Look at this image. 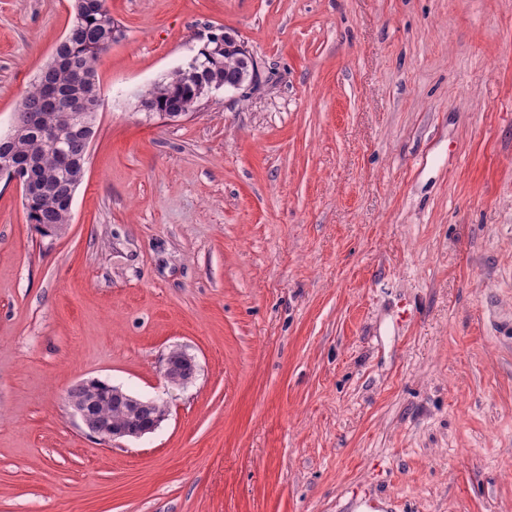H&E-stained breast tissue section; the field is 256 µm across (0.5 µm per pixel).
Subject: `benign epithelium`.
<instances>
[{"instance_id": "1", "label": "benign epithelium", "mask_w": 512, "mask_h": 512, "mask_svg": "<svg viewBox=\"0 0 512 512\" xmlns=\"http://www.w3.org/2000/svg\"><path fill=\"white\" fill-rule=\"evenodd\" d=\"M235 52L251 61L252 71H257V63L234 37L224 35V42L216 45L213 52ZM197 366L194 357L186 350L175 347L164 356L162 375L172 389L187 386L195 378ZM70 391L79 392L77 397H68L70 407L79 417L87 435L103 440L139 439L156 431L168 417V408H160L154 399L135 396L119 386L99 380H81L73 384ZM100 399L111 400L123 405L128 412L122 424H93L89 420L94 404Z\"/></svg>"}]
</instances>
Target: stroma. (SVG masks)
I'll use <instances>...</instances> for the list:
<instances>
[{"mask_svg": "<svg viewBox=\"0 0 512 512\" xmlns=\"http://www.w3.org/2000/svg\"><path fill=\"white\" fill-rule=\"evenodd\" d=\"M70 4L0 0L1 134ZM107 6L66 232L0 176V512H512V0ZM222 30L256 82L139 111ZM87 378L169 416L89 437ZM196 371L195 359L185 349L172 348L163 358L162 375L172 389L187 386L195 378Z\"/></svg>", "mask_w": 512, "mask_h": 512, "instance_id": "35a3bbf8", "label": "stroma"}]
</instances>
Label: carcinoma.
<instances>
[{
    "mask_svg": "<svg viewBox=\"0 0 512 512\" xmlns=\"http://www.w3.org/2000/svg\"><path fill=\"white\" fill-rule=\"evenodd\" d=\"M121 34L106 0H75L72 18L63 38L55 47L52 61L25 92L15 118L16 130L8 139H0V157L9 156L20 166L17 175L28 174L23 166L28 159L37 161L34 173L44 182L41 195L23 201L28 222L41 232L54 230L60 235L69 224L68 191L77 174V164L86 161L87 140L95 135V113L102 104L96 64L107 51V44ZM220 35L200 50L208 68L202 76L182 69L158 82L141 96L138 107L152 113L193 112L199 106V87L206 81L233 82L238 79L241 60L236 53L215 59L210 50ZM82 112L73 127H63L62 114Z\"/></svg>",
    "mask_w": 512,
    "mask_h": 512,
    "instance_id": "obj_1",
    "label": "carcinoma"
}]
</instances>
